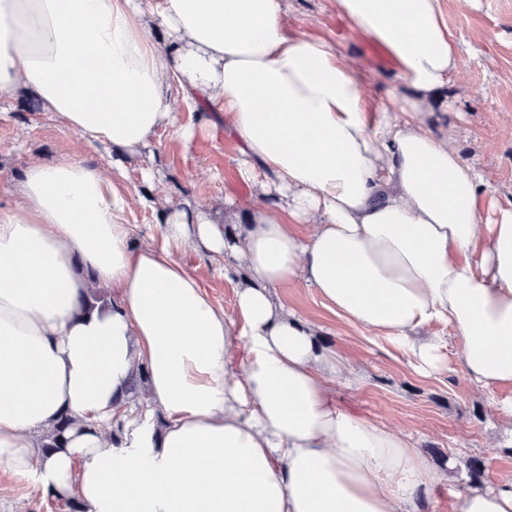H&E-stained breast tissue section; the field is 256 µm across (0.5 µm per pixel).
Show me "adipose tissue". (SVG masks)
Returning <instances> with one entry per match:
<instances>
[{
	"mask_svg": "<svg viewBox=\"0 0 512 512\" xmlns=\"http://www.w3.org/2000/svg\"><path fill=\"white\" fill-rule=\"evenodd\" d=\"M334 3L405 94L378 104L344 49L289 29L285 0H0V102L26 91L88 145L135 151L163 127L205 133L178 123L177 84L216 105L263 202L230 233L169 207L162 246H136L131 196L101 166L27 162L0 204V467L16 484L82 512H419L444 474L337 404L353 370L278 301L297 281L422 376L447 371L453 336L479 388L512 386V202L428 128L459 63L442 0ZM184 245L239 278L233 312ZM96 289L110 307L88 308ZM63 416L69 440L45 452ZM459 512H512V483L468 489Z\"/></svg>",
	"mask_w": 512,
	"mask_h": 512,
	"instance_id": "ef3b65f1",
	"label": "adipose tissue"
}]
</instances>
